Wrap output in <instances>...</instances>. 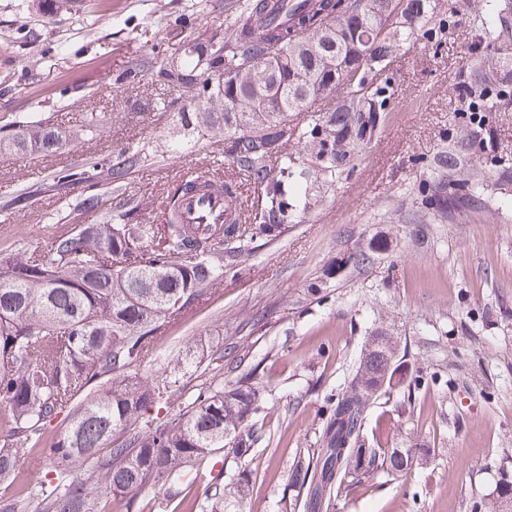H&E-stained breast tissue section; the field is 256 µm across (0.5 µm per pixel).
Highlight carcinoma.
Listing matches in <instances>:
<instances>
[{"mask_svg": "<svg viewBox=\"0 0 512 512\" xmlns=\"http://www.w3.org/2000/svg\"><path fill=\"white\" fill-rule=\"evenodd\" d=\"M72 2L38 0V11L66 12ZM399 2L395 21L377 8L378 0H299L292 22L283 25L271 16L285 0H233L225 40L184 55L182 75L168 73L154 54L129 61L123 81L151 74L172 92L156 98L153 110L178 108L173 117L190 128L193 143L224 141V161L262 186L259 223H180L179 201L192 188L187 182L168 194L165 223L139 216L129 175L150 156L177 158L189 146L183 140L153 137L116 157L54 173L62 190L84 186L69 212L95 213L98 220L54 231L28 253L0 247V512H19L11 484L20 461L60 415L67 423L46 453V474L56 484L44 494L43 512H112L108 505L118 498L133 512L136 493L147 486L199 512H246V476L228 487L216 476L200 498L188 497L180 477L215 450L248 454L254 441L249 421L266 405L253 373L224 389V347L217 345L206 366L195 363L206 379L193 396L163 421L149 423L148 407L168 406L174 398L176 372L159 377L142 370L171 324L215 293L256 239L277 238L364 157L391 98L390 79H378L416 40L444 31L437 23L441 0ZM460 13L471 17L486 61L461 73L467 128L438 152L436 176L419 190L420 205L440 221L448 219V208L488 190L486 177L471 167L475 145L488 133L489 114L512 105V0H448V17ZM266 95L275 97L277 111L262 109ZM227 105L232 111H220ZM294 112L308 118L296 123ZM103 118L88 112L65 133L44 112L5 115L0 154L35 166L53 152L52 139L99 137ZM290 143L298 156L284 153ZM103 174L112 193L123 197L113 211H102L95 193ZM200 177L229 195L238 190L233 179ZM358 368L371 380L393 377L388 392L419 383L403 360L389 363L377 346L363 351ZM356 378L352 374L330 407L320 446L293 466L290 486L301 494L302 512H333L335 498L379 472L398 475L427 462V450L416 443L403 455L372 448L362 467L353 461L374 404L357 392ZM489 512H512L511 487L499 490Z\"/></svg>", "mask_w": 512, "mask_h": 512, "instance_id": "cac0c4a2", "label": "carcinoma"}]
</instances>
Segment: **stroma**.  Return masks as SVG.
<instances>
[{
  "instance_id": "35a3bbf8",
  "label": "stroma",
  "mask_w": 512,
  "mask_h": 512,
  "mask_svg": "<svg viewBox=\"0 0 512 512\" xmlns=\"http://www.w3.org/2000/svg\"><path fill=\"white\" fill-rule=\"evenodd\" d=\"M89 16L76 7L52 19L36 0H0V116L40 103L62 127L86 112L111 116L100 139L45 157L40 167L0 155V242L19 251L44 245L50 218L63 214L52 173L77 155L118 152L161 131L183 138L171 114L148 104L160 92L150 78L116 84L131 57L178 53L186 38L221 40L231 12L208 0H108ZM39 34L30 40L28 30ZM485 61L467 17L453 19L441 40L418 39L391 65L389 110L364 158L339 177L302 222L278 238L257 239L238 273L175 322L149 371L170 372L189 352L223 342L256 368L267 404L255 418L245 459L220 453L225 482L248 471L250 512H293L288 477L295 458L320 444L327 410L347 384L365 341L379 328L396 336L421 378L411 396L380 397L364 427L366 447L394 423L388 445L419 438L428 465L400 477L378 474L372 485L339 498L336 512H477L512 482V184L485 203L440 223L420 210L444 135L465 129V103L454 88L462 67ZM483 155L512 166V109L489 115ZM230 176L221 144L199 143L171 161L154 157L129 178L149 221L160 222L168 191L186 175ZM40 183L28 208L10 213L14 191ZM372 264L349 262L357 250ZM323 287V297L309 285Z\"/></svg>"
}]
</instances>
